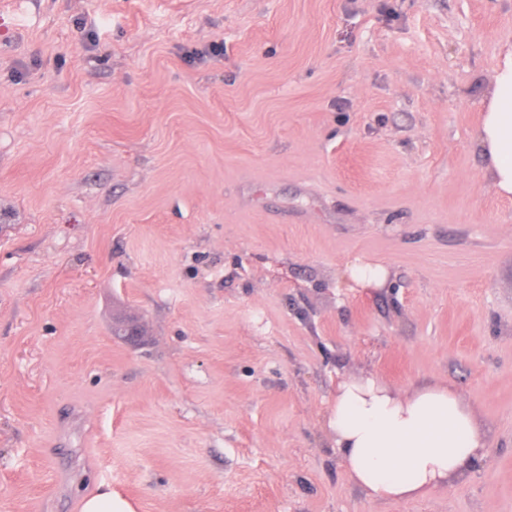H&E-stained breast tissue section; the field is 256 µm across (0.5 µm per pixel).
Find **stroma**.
Masks as SVG:
<instances>
[{
  "instance_id": "obj_1",
  "label": "stroma",
  "mask_w": 512,
  "mask_h": 512,
  "mask_svg": "<svg viewBox=\"0 0 512 512\" xmlns=\"http://www.w3.org/2000/svg\"><path fill=\"white\" fill-rule=\"evenodd\" d=\"M509 42L512 0H0V512H512ZM360 374L454 384L483 463L368 500ZM472 137L489 157L488 169L498 193L512 196V44L498 65L494 84ZM349 275L350 278L357 283H375L379 285L385 279L386 271L380 266L359 263L350 267ZM83 512H130L128 505L112 496L111 491H102L87 498Z\"/></svg>"
}]
</instances>
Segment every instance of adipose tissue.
<instances>
[{"mask_svg": "<svg viewBox=\"0 0 512 512\" xmlns=\"http://www.w3.org/2000/svg\"><path fill=\"white\" fill-rule=\"evenodd\" d=\"M472 137L489 157L500 195L512 196V47ZM349 480L372 501L415 500L468 477L489 441L471 407L449 384L394 392L372 375L338 384L328 416Z\"/></svg>", "mask_w": 512, "mask_h": 512, "instance_id": "adipose-tissue-1", "label": "adipose tissue"}]
</instances>
